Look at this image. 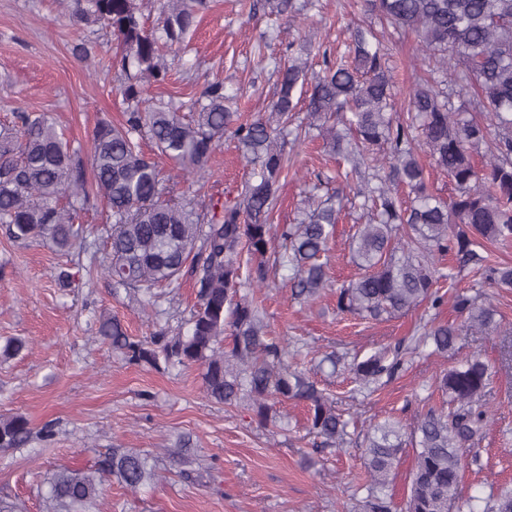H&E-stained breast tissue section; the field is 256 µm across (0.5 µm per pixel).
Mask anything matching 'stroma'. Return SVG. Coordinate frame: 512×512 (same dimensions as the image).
<instances>
[{"instance_id":"obj_1","label":"stroma","mask_w":512,"mask_h":512,"mask_svg":"<svg viewBox=\"0 0 512 512\" xmlns=\"http://www.w3.org/2000/svg\"><path fill=\"white\" fill-rule=\"evenodd\" d=\"M312 2L295 18L253 17L238 0H208L182 62L172 64L152 96L173 98L187 112L204 86L220 80L237 94L241 120L253 119L273 97L286 48L300 49L314 35L343 53L349 24L363 16L364 0ZM265 40L271 50L259 51ZM80 43L87 57L74 54ZM118 49L110 30L77 23L63 0H0V122L16 110L45 112L73 145L87 144L100 121L121 118V77L111 64ZM287 150L296 172L280 191L278 224L301 218L310 174L328 178V191L337 189L336 159L322 135ZM210 171L198 196L203 204L212 197L236 199L252 179L251 166L230 139L215 151ZM359 216L352 208L342 213L328 254L330 274L340 283L357 273L348 238ZM65 262L49 240L14 242L0 225V339L28 343L20 356L0 360V416L23 415L33 432L27 447L0 448V499L23 512H47V480L57 469L90 467L112 449L139 448L160 454L164 479L135 494L108 479L100 512H354L355 490L366 476L362 453L352 444L314 450L303 407L289 406L287 430L275 433L259 427L248 403L209 400L200 368L130 364L101 340L98 325L109 317L139 338L162 328L177 331L195 301L191 278L166 289L155 316L125 293H114L101 274L58 287L56 274ZM254 299L277 335L321 353L361 358L415 335L427 320L421 309L384 320L340 314L329 290L302 305L285 288L255 289ZM475 353L496 376L487 398L490 421L477 443L484 469L466 474L462 493L483 496L489 482L512 483V364L502 360L500 337L467 334L448 356L414 355L403 373L371 394L358 391L344 371L318 381L357 433L388 422L409 430L419 414L440 406L437 377ZM47 425L54 435L45 441L40 430ZM185 442L193 458L188 478L161 454Z\"/></svg>"}]
</instances>
